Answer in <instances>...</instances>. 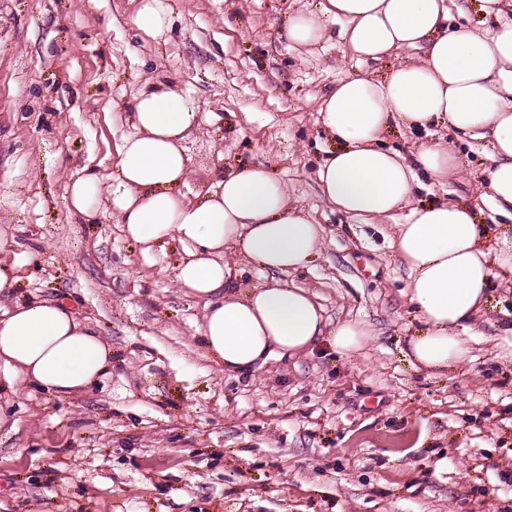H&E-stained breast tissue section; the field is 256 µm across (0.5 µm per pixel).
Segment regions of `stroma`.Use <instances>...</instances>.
I'll return each instance as SVG.
<instances>
[{
	"instance_id": "35a3bbf8",
	"label": "stroma",
	"mask_w": 512,
	"mask_h": 512,
	"mask_svg": "<svg viewBox=\"0 0 512 512\" xmlns=\"http://www.w3.org/2000/svg\"><path fill=\"white\" fill-rule=\"evenodd\" d=\"M311 0H166L170 30L151 37L139 0H0V263L16 265L9 300H68L112 347V369L67 398L0 371V512H512V271L495 270L492 308L451 373L412 368L400 350L417 322L394 223L364 224L324 202L316 171L332 143L324 96L345 78L383 77L338 37L295 48L288 12ZM195 98L192 185L262 164L323 228L308 267L279 274L309 290L328 326L366 322L371 339L337 354L271 360L226 375L200 343L203 304L175 278L169 241L143 255L109 207L87 224L65 207L71 181L115 173L116 144L145 81ZM450 142L460 169L420 175L412 199L469 202L491 236L512 218L481 200L484 148L447 126L392 128L409 155Z\"/></svg>"
}]
</instances>
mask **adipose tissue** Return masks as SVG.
Here are the masks:
<instances>
[{"label":"adipose tissue","instance_id":"obj_1","mask_svg":"<svg viewBox=\"0 0 512 512\" xmlns=\"http://www.w3.org/2000/svg\"><path fill=\"white\" fill-rule=\"evenodd\" d=\"M467 2L459 0L456 24L447 0H319L316 9L289 16L286 36L296 47L328 39L335 23L358 60L418 53L384 79L351 76L324 97L321 124L338 147L318 168L317 182L330 206L367 224L393 218L412 197L416 170L440 179L459 159L443 143L422 145L409 159L383 148V134L394 124L413 130L445 122L459 139L488 144L487 196L494 213H512V0H479L480 12L495 20L485 30L463 23ZM128 122L116 179L76 178L67 207L92 222L109 200L146 254L171 238L186 246L176 279L203 301L198 333L225 373L247 375L269 360L308 354L323 339L343 354L364 345L371 336L365 323L328 328L307 290L277 281L309 264L323 229L290 204L267 168L246 165L191 186L184 143L202 116L190 95L145 82ZM486 236L473 208L453 200L412 210L397 225L392 245L409 271L406 302L421 324L404 352L411 365L447 372L471 362L464 335L488 302L492 265L512 263V243L493 254ZM230 254L257 263L271 283L234 288ZM111 365L110 345L69 302L33 299L0 314V369L12 382L71 396Z\"/></svg>","mask_w":512,"mask_h":512}]
</instances>
